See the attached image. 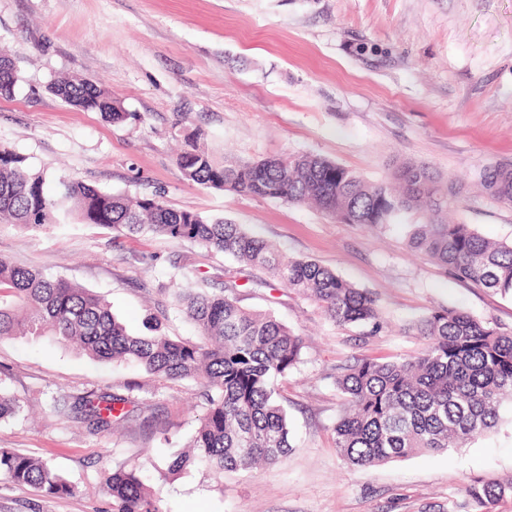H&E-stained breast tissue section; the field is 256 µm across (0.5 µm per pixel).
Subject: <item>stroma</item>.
Returning <instances> with one entry per match:
<instances>
[{
	"mask_svg": "<svg viewBox=\"0 0 512 512\" xmlns=\"http://www.w3.org/2000/svg\"><path fill=\"white\" fill-rule=\"evenodd\" d=\"M0 47L19 80L0 95V145L34 170L115 194L155 196L175 210L242 225L293 258L311 259L373 293L382 327L336 326L269 271L188 240L125 236L72 223L0 228V257L105 298L131 333L153 317L172 339L197 340L173 290L208 278L239 284L241 306L272 314L305 347L280 383L292 449L272 466L171 474L205 414L204 382H163L132 363H99L50 336L0 339V387L28 415L0 421V449L42 459L75 488L51 498L0 476V512H109L107 474L143 475L164 512H459L474 479L512 483V421L466 447L351 468L332 438L352 357L402 360L441 308L512 330V297L464 282L408 246L411 211L393 224L331 219L306 205L186 180L176 155L192 143L219 163L312 154L387 180L403 161L461 186L452 220L512 243V206L480 192L478 170L512 164V0H0ZM109 89L114 123L54 95L58 79ZM156 409L149 424L92 433L51 410L53 398L125 393Z\"/></svg>",
	"mask_w": 512,
	"mask_h": 512,
	"instance_id": "35a3bbf8",
	"label": "stroma"
}]
</instances>
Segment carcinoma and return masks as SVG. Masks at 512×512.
<instances>
[{
  "instance_id": "carcinoma-1",
  "label": "carcinoma",
  "mask_w": 512,
  "mask_h": 512,
  "mask_svg": "<svg viewBox=\"0 0 512 512\" xmlns=\"http://www.w3.org/2000/svg\"><path fill=\"white\" fill-rule=\"evenodd\" d=\"M18 80L11 53L0 50V94ZM51 91L67 104L99 112L112 122L127 119L112 92L93 81L62 79ZM183 176L215 190H231L287 203H312L348 224H390L404 211L429 213L414 225L412 250L424 254L460 280L512 295V245L491 241L467 224H450L442 213L460 189L443 182L426 165L403 162L394 183L372 184L324 158L292 155L234 166L217 163L189 145L177 158ZM482 193L512 206V168L481 170ZM77 220L116 232L190 240L237 260L259 265L289 289L314 298L338 326L381 328L372 293L355 287L319 263L286 258L241 225L175 210L159 198L112 194L84 181L49 179L26 158L0 146V223L21 229H50ZM236 281L224 291L178 288L174 303L193 321L199 341L173 340L153 320L130 333L104 298L62 277L0 258V337L24 332L53 336L101 362L130 360L164 381L203 377L207 411L192 436L189 453L170 457L167 470L189 467L214 474L278 463L291 450L287 414L278 381L299 363L303 338L271 315L239 305ZM422 351L403 361L362 356L336 372L345 403L332 426L334 446L360 470L413 454L440 453L469 444L512 415V332L499 331L456 309L434 310L419 325ZM60 416L80 420L100 433L142 416L137 399L93 390L53 402ZM24 407L0 389V420L22 415ZM0 476L47 496L63 497L74 488L47 462L0 450ZM112 512H163L140 474L118 465L105 479ZM505 487L473 480L463 488L468 502L487 509Z\"/></svg>"
}]
</instances>
